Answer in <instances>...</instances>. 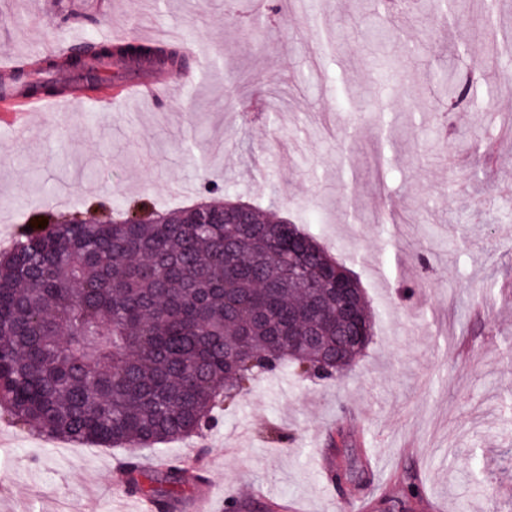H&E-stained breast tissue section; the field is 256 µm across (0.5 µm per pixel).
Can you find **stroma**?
<instances>
[{"instance_id":"obj_1","label":"stroma","mask_w":512,"mask_h":512,"mask_svg":"<svg viewBox=\"0 0 512 512\" xmlns=\"http://www.w3.org/2000/svg\"><path fill=\"white\" fill-rule=\"evenodd\" d=\"M261 0H0V52L72 49L105 28L189 34L194 89L49 112L0 134V252L28 211L91 215L151 198L232 197L309 229L359 279L375 336L341 379L258 376L202 435L153 455L199 459L237 512H512V42L495 99L448 113L414 85L426 63L487 61L467 13L305 0L256 22ZM490 139L488 151L474 141ZM479 166V181L463 180ZM426 255L428 268L418 257ZM495 278L492 301L476 292ZM127 454L50 438L0 410V512H124ZM341 462L363 470L326 479ZM420 485L409 493L403 476Z\"/></svg>"}]
</instances>
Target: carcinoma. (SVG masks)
I'll use <instances>...</instances> for the list:
<instances>
[{"label":"carcinoma","instance_id":"1","mask_svg":"<svg viewBox=\"0 0 512 512\" xmlns=\"http://www.w3.org/2000/svg\"><path fill=\"white\" fill-rule=\"evenodd\" d=\"M87 49L107 63L149 57L177 75L190 65L183 47L138 38ZM464 56L431 65L429 80L449 107L478 109L496 84L462 70ZM56 68L41 67L47 78L28 89L60 93ZM217 193L133 221L32 216V230L0 255V405L49 436L153 448L200 433L218 396L235 399L261 373L321 363L341 378L374 335L354 273L288 219ZM226 210L246 211L249 223L215 222ZM338 288L353 289L349 322L336 311ZM125 483L164 508L188 486L182 471L136 455Z\"/></svg>","mask_w":512,"mask_h":512}]
</instances>
